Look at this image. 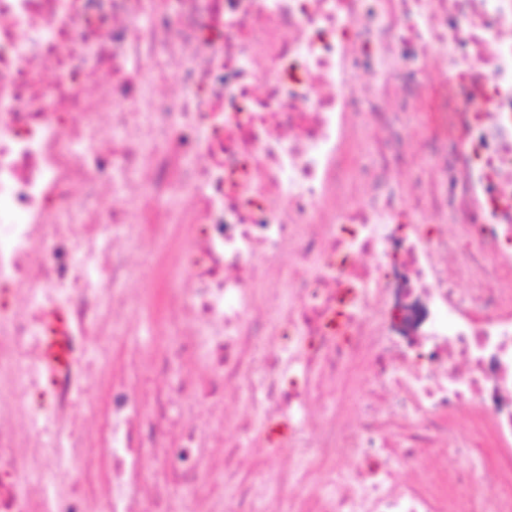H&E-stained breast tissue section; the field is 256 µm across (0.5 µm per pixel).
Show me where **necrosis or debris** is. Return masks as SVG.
<instances>
[{
  "mask_svg": "<svg viewBox=\"0 0 512 512\" xmlns=\"http://www.w3.org/2000/svg\"><path fill=\"white\" fill-rule=\"evenodd\" d=\"M130 242L169 342L117 365ZM310 462L298 512H512V0H0V512H249Z\"/></svg>",
  "mask_w": 512,
  "mask_h": 512,
  "instance_id": "obj_1",
  "label": "necrosis or debris"
}]
</instances>
